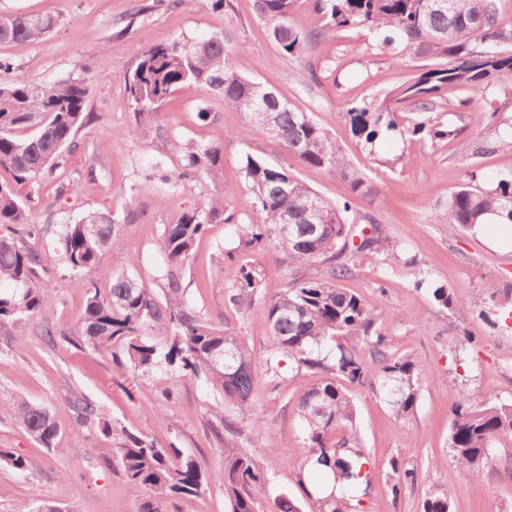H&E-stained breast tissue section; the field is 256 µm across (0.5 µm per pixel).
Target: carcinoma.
I'll return each instance as SVG.
<instances>
[{
    "label": "carcinoma",
    "instance_id": "carcinoma-1",
    "mask_svg": "<svg viewBox=\"0 0 512 512\" xmlns=\"http://www.w3.org/2000/svg\"><path fill=\"white\" fill-rule=\"evenodd\" d=\"M293 3L255 0L269 38L287 55L299 56L314 40L355 27L381 47L403 44L440 61L383 98L347 109L353 136L371 153L382 140L447 137L448 128L434 112L436 99L451 85L477 90L496 86L512 99V29L500 15L497 0H317L319 24L310 31L290 24ZM56 26L49 15L1 12L0 45L42 38ZM230 40L231 30L226 28L202 42L175 39L139 51L136 68L124 75L136 117L155 113L173 88L194 82L220 95L224 107L243 113L251 126L256 124V109L269 112L272 121L264 131L272 140L302 164L348 180L361 196L370 194L366 175L352 166L312 113L233 68ZM11 70L10 63L0 61V170L17 183L33 182L76 147L75 137L89 120L84 112L89 87L82 78L37 84L11 76ZM405 103L415 112L407 123L399 119V105ZM173 149L182 164L165 181L178 185L205 178L214 193L205 206L164 225L157 240L165 268L162 294L149 288L134 268L114 273L108 288L88 289L84 311L68 335L71 342L95 353L122 347L133 371L147 377L164 364L184 376L204 378L220 394L208 412L224 430V462L208 470L175 447L160 448L129 434L112 449L109 464L117 466L139 494V512H167L172 496L196 495L212 483L224 489L229 512H260L257 489L266 483V474L238 443L240 418L250 419L254 427L264 422L252 399L257 374L248 339L203 318L189 301L180 273L208 225L235 224L238 244L229 257L237 263L229 302L247 306L268 323L272 352L265 374L278 376L285 356L297 367L322 375L296 401L307 445L299 482L320 473L317 485L303 488L313 512H355L352 501L368 494L369 481L362 474L365 452L348 385L378 388L390 410L407 419L416 410L425 368L406 356L386 355L377 329L384 309L339 287L337 281L350 274L348 263L359 254L373 253L386 266L395 262L418 271L417 256L384 235L368 214L363 221L370 224L371 235L349 245L348 206L324 200L290 167L249 153L242 158V172L255 197V218L242 222L225 205L231 190L224 186L223 148L176 141ZM478 170V162H472L469 181L448 195L434 223L469 230L490 218L512 224V172L481 187L476 184ZM285 220L293 227L287 240L279 232ZM2 226L7 232L0 234V282L12 284L14 291L0 294V353L19 339L17 329L28 321H43L45 339L57 336L43 320L54 303L55 284L42 276V255L30 242L43 228L32 223L28 205L13 185L0 183ZM118 230L110 215L98 211L63 225L59 241L64 264L75 273L96 267ZM266 244L281 252L290 266L327 263V274L297 279L268 298L261 291L262 273L247 261L248 252ZM486 298L488 309L482 315L490 325H498L501 315L512 316L507 311L512 306L511 288L489 283ZM159 330L167 335L164 350L153 340ZM363 345L371 346L369 362L358 354ZM226 351L238 363L234 370L225 363ZM69 405L89 431H112L107 414L89 399L73 395ZM0 414L8 415L47 451L56 450L60 429L49 408L24 400L1 401ZM505 439H512V405L477 402L467 393L459 396L448 431L449 456L458 467L481 481L492 467L494 443ZM0 466L22 476L31 474L29 460L6 449H0Z\"/></svg>",
    "mask_w": 512,
    "mask_h": 512
}]
</instances>
